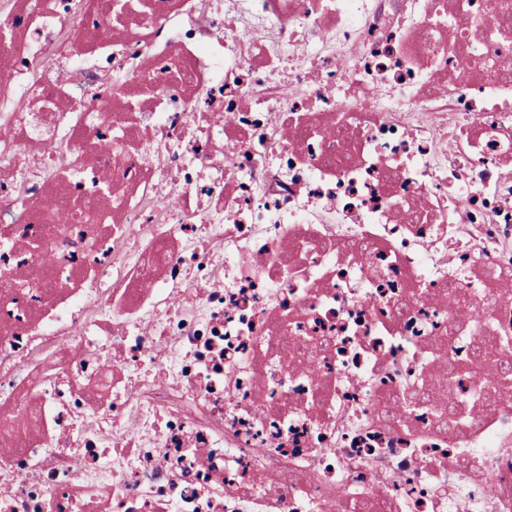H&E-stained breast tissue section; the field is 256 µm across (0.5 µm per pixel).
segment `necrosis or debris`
<instances>
[{
  "label": "necrosis or debris",
  "instance_id": "1",
  "mask_svg": "<svg viewBox=\"0 0 512 512\" xmlns=\"http://www.w3.org/2000/svg\"><path fill=\"white\" fill-rule=\"evenodd\" d=\"M511 63L512 0H0V512H512Z\"/></svg>",
  "mask_w": 512,
  "mask_h": 512
}]
</instances>
